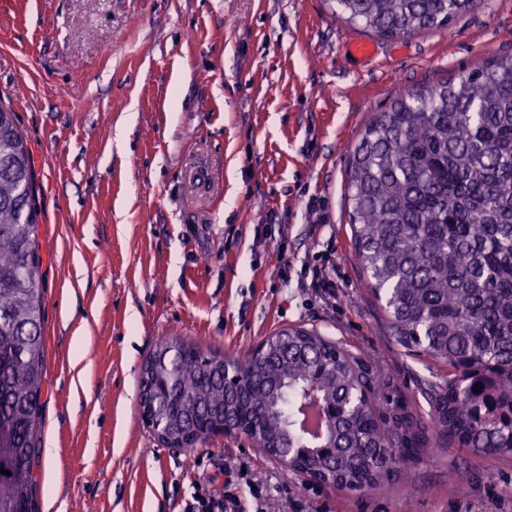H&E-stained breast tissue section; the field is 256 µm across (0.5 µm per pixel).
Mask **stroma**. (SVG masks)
<instances>
[{"mask_svg":"<svg viewBox=\"0 0 512 512\" xmlns=\"http://www.w3.org/2000/svg\"><path fill=\"white\" fill-rule=\"evenodd\" d=\"M366 39L372 55L350 52ZM511 54L512 0L391 40L328 0H0V96L42 210L38 512H183L243 462L266 489L257 501L239 484L247 512H512V454L434 437L382 486L350 492L244 436L166 447L138 409L143 360L175 336L242 359L301 327L405 396L446 375L395 341L361 269L347 160L400 89ZM319 270L331 289L311 287Z\"/></svg>","mask_w":512,"mask_h":512,"instance_id":"stroma-1","label":"stroma"}]
</instances>
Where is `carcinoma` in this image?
Here are the masks:
<instances>
[{"label":"carcinoma","instance_id":"cac0c4a2","mask_svg":"<svg viewBox=\"0 0 512 512\" xmlns=\"http://www.w3.org/2000/svg\"><path fill=\"white\" fill-rule=\"evenodd\" d=\"M335 2L338 18L396 38L447 28L476 0ZM346 200L352 245L375 294L386 295L396 341L448 364L447 376L419 386L439 440L488 454L512 448V55L397 94L350 156ZM39 216L33 159L0 99V512H36L46 382ZM159 347L174 351L153 377L156 418L195 444L220 418L267 455L301 443L288 467L360 491L429 443L416 397L377 413L387 383L306 329L276 332L242 362L181 339ZM356 394L361 406L322 438L309 434L313 400Z\"/></svg>","mask_w":512,"mask_h":512}]
</instances>
